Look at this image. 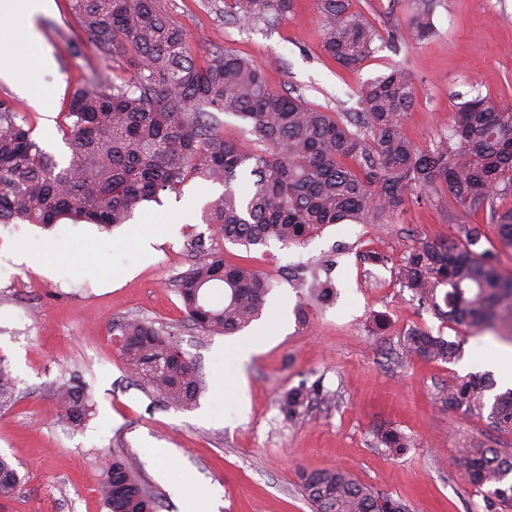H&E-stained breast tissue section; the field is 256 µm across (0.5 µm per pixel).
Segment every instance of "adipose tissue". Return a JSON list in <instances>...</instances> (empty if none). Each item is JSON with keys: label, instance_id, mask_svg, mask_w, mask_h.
<instances>
[{"label": "adipose tissue", "instance_id": "adipose-tissue-1", "mask_svg": "<svg viewBox=\"0 0 512 512\" xmlns=\"http://www.w3.org/2000/svg\"><path fill=\"white\" fill-rule=\"evenodd\" d=\"M54 10V0H0V26L19 27L24 31L21 49L0 51V77L27 93L33 105L42 112L50 109V94L36 85L34 77L54 69L55 60L42 49L35 18Z\"/></svg>", "mask_w": 512, "mask_h": 512}]
</instances>
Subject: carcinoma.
I'll return each instance as SVG.
<instances>
[{
  "mask_svg": "<svg viewBox=\"0 0 512 512\" xmlns=\"http://www.w3.org/2000/svg\"><path fill=\"white\" fill-rule=\"evenodd\" d=\"M88 42L105 57L133 67L118 84L102 75L73 90L60 128L71 150L67 166L25 127L14 104L0 98V223L48 227L62 221L110 229L126 224L144 202L178 193L197 179L224 191L211 200L204 223L224 240L250 246H300L329 224H384L413 195L444 188L448 201L471 210L512 197V106L480 94L454 114L448 134L423 149L405 136L402 115L413 101V79L403 65L373 82L362 111L342 118L303 98L275 92L255 62L230 49L195 63L189 40L160 0H70ZM233 19L273 25L293 0H224ZM350 0H317L324 51L346 69L374 53L379 33L349 7ZM435 0H418L407 19L411 38L434 31ZM251 125L256 148L224 139L213 112ZM250 176L242 193L238 181ZM499 240L512 247V209L493 210ZM478 224L457 225V240H425L401 260L399 280L420 306L476 333L512 319V277H503L478 245ZM189 324L203 334H233L259 319L269 283L244 263L207 250L176 280ZM309 294L326 301L330 281L313 279ZM118 347L132 377L161 400L192 405L203 388L198 370L171 333L137 318L119 326ZM402 355L450 362L460 345L420 328L400 340ZM495 381L471 375L440 391L439 399L488 418L512 432V389L490 395ZM58 419L75 430L90 415L89 393L74 380L51 388ZM323 392L319 382L288 390L280 411L296 420ZM391 453L408 447L399 432L377 435ZM453 466L478 492L512 501V454L470 448ZM300 486L315 512H408L406 505L358 482L342 469L301 472ZM21 482L0 458V501ZM100 484L107 512H159L157 493L119 456H104Z\"/></svg>",
  "mask_w": 512,
  "mask_h": 512,
  "instance_id": "1",
  "label": "carcinoma"
}]
</instances>
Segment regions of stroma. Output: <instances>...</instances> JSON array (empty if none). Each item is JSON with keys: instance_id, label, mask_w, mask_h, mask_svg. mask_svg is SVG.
<instances>
[{"instance_id": "obj_1", "label": "stroma", "mask_w": 512, "mask_h": 512, "mask_svg": "<svg viewBox=\"0 0 512 512\" xmlns=\"http://www.w3.org/2000/svg\"><path fill=\"white\" fill-rule=\"evenodd\" d=\"M204 62L231 48L259 64L268 86L302 96L331 112L361 111L371 82L396 64L414 81V102L403 114L405 134L427 146L448 131L460 104L477 94L512 105V0H437L434 35L414 42L406 21L414 0H352L381 33L376 50L357 70L338 65L321 43L322 17L315 0L295 7L274 26L242 25L224 14V0H161ZM37 19L43 48L57 61L36 75L52 91V114L0 79V98L13 102L34 137L60 163L71 151L58 127L69 94L90 72L128 78L125 64L96 56L68 0ZM221 186L191 180L182 196L147 204L133 223L156 232L151 253L126 241L127 225L112 232L93 224H0V249L38 250L45 269L0 264V359L14 378L0 402V455L21 476L0 512H105L99 459L124 457L154 486L161 512H313L299 487L302 471L341 467L359 482L407 505L409 512H512V502L488 505L450 466L459 451L484 446L512 454V433L487 417L439 402L441 388L481 370L473 355L500 340L473 335L420 307L402 288L398 267L425 239L451 241L455 227L489 224L490 211L464 213L446 192L432 201L409 200L385 224H332L305 245L273 243L244 249L203 224V206ZM246 262L271 280L261 319L244 328L259 337L226 387L229 335L190 329L173 287L199 257L196 243ZM385 264L367 262L368 254ZM328 272L336 295L311 299L304 280ZM140 318L174 334L196 364L204 389L195 406L177 409L148 394L127 372L114 344V329ZM460 343L450 363L399 358L411 328ZM80 376L95 410L79 432L61 427L48 385ZM321 382L322 397L291 422L282 395L303 383ZM408 437L400 455H387L378 431ZM182 482L172 495L170 478Z\"/></svg>"}]
</instances>
